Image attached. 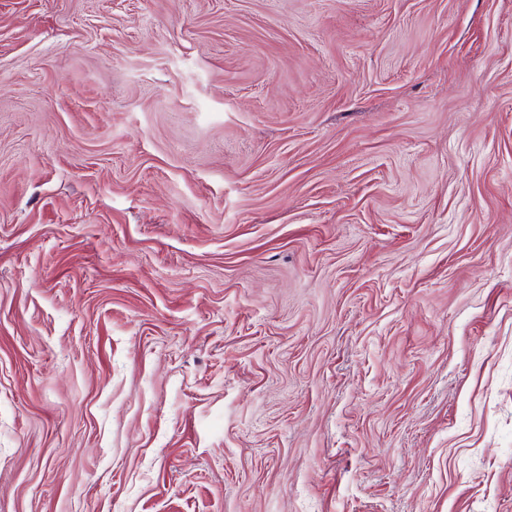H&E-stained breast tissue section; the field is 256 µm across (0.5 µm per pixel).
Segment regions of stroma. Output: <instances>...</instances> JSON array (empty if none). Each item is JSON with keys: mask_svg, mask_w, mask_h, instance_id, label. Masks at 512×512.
<instances>
[{"mask_svg": "<svg viewBox=\"0 0 512 512\" xmlns=\"http://www.w3.org/2000/svg\"><path fill=\"white\" fill-rule=\"evenodd\" d=\"M0 512H512V0H0Z\"/></svg>", "mask_w": 512, "mask_h": 512, "instance_id": "35a3bbf8", "label": "stroma"}]
</instances>
